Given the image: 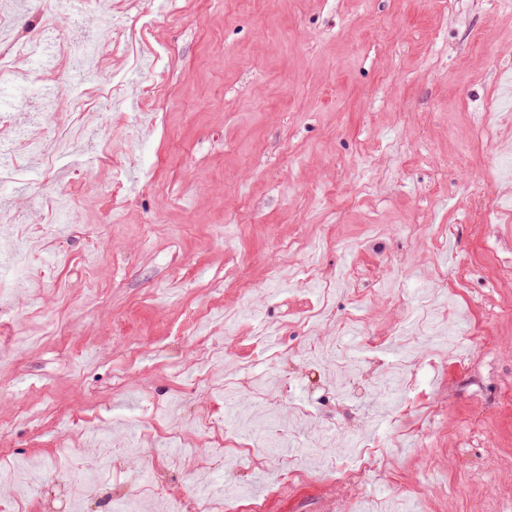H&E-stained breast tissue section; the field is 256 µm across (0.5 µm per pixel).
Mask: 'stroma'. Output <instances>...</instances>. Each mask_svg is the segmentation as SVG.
<instances>
[{
	"label": "stroma",
	"instance_id": "35a3bbf8",
	"mask_svg": "<svg viewBox=\"0 0 512 512\" xmlns=\"http://www.w3.org/2000/svg\"><path fill=\"white\" fill-rule=\"evenodd\" d=\"M122 14L125 37L101 56V79L83 80L62 38L94 36ZM0 16V42L18 35L44 47L27 109L0 111V167L12 178L0 211L17 217L0 225V259L45 229L37 290L0 283V417L30 409L0 448L53 469L61 437L107 432L110 446L86 444V458L111 460L102 487L124 484L130 507L149 512L129 438L158 447L168 433H193L204 410L233 426L264 418L256 388L229 387L240 358L255 376L268 368L251 351L259 326L280 327L288 350L277 363L282 405L324 396L327 376L306 364L309 337L293 321L319 293L267 280L270 266L306 265L287 248L301 237L320 245L325 277L362 276L363 300H334L359 323L341 338L321 324L320 341L336 338L339 360L355 365L365 338L403 328L415 387L393 411L383 366L363 365L375 391L336 412L366 432L381 476L342 480L348 453L331 449L315 460L316 481L271 498L269 512H387L394 499L411 512H476L482 495L512 502V466L497 464L512 457V404L502 401L512 320L498 317L512 306V279L500 275L512 264V0H71L66 10L59 0H0ZM60 72L109 122L85 125L61 157L18 149L13 129L51 139L69 121L52 113ZM112 98L121 110L109 111ZM491 99L500 116L485 145L468 115ZM58 196L79 220L63 234ZM491 203L496 223L477 229ZM240 278L254 285L249 300L234 286ZM393 288L417 309L390 302ZM194 307L227 361L186 394L173 368L197 360L182 334ZM52 319L65 324L62 338H45ZM450 323L460 350L482 337L480 362L432 363ZM18 336L38 342L20 350ZM476 414L487 430L471 439ZM324 427L321 418L270 424L280 451L265 471L219 468L191 482L179 468L170 497L221 498L229 486L262 496ZM482 463L492 476L475 492L471 472Z\"/></svg>",
	"mask_w": 512,
	"mask_h": 512
}]
</instances>
